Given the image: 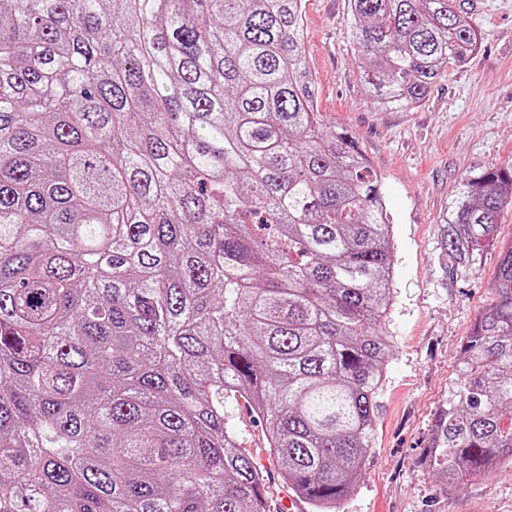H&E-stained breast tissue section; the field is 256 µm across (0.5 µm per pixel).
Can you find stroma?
Here are the masks:
<instances>
[{
    "label": "stroma",
    "instance_id": "obj_1",
    "mask_svg": "<svg viewBox=\"0 0 512 512\" xmlns=\"http://www.w3.org/2000/svg\"><path fill=\"white\" fill-rule=\"evenodd\" d=\"M481 37L478 53L419 105L380 110L367 94L346 30L349 0H306L305 29L316 110L343 127L383 178L395 240V297L374 443L355 492L336 512H512V461L443 486L422 466L435 412L461 386L460 346L491 300L496 252L465 269L442 240L448 202L474 170L512 164V0H455ZM230 427L268 467V505L289 490L270 468L265 429L246 402L226 400Z\"/></svg>",
    "mask_w": 512,
    "mask_h": 512
}]
</instances>
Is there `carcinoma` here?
<instances>
[{
  "label": "carcinoma",
  "mask_w": 512,
  "mask_h": 512,
  "mask_svg": "<svg viewBox=\"0 0 512 512\" xmlns=\"http://www.w3.org/2000/svg\"><path fill=\"white\" fill-rule=\"evenodd\" d=\"M305 0H0V512H269L226 422L336 512L373 448L393 337L383 183L315 112ZM376 106L419 104L478 31L453 0H349ZM512 167L463 177L462 266L496 298L422 464L512 459ZM224 411L226 420L230 427L238 433L243 446H245L252 455L261 462L268 474V505L271 512H283L278 509L280 502L288 498V503H283V509L289 512H301L302 504L288 487L279 479L277 472L270 464V457L267 450L265 438V427L261 426L251 416L249 407L240 397L231 396L225 402Z\"/></svg>",
  "instance_id": "1"
}]
</instances>
